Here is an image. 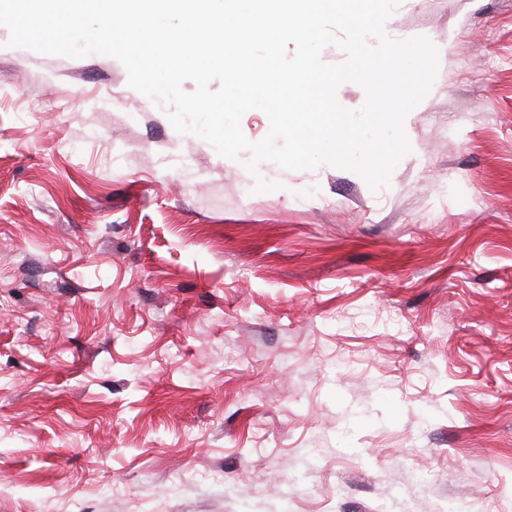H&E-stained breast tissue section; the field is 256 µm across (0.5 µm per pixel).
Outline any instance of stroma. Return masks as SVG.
<instances>
[{
    "mask_svg": "<svg viewBox=\"0 0 512 512\" xmlns=\"http://www.w3.org/2000/svg\"><path fill=\"white\" fill-rule=\"evenodd\" d=\"M385 30L439 71L374 191L0 27V512H512V0Z\"/></svg>",
    "mask_w": 512,
    "mask_h": 512,
    "instance_id": "35a3bbf8",
    "label": "stroma"
}]
</instances>
